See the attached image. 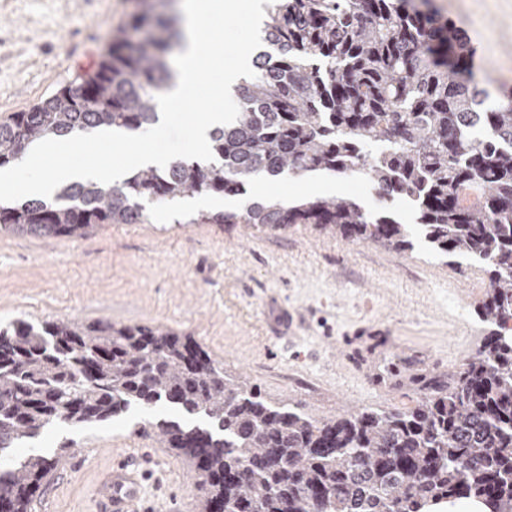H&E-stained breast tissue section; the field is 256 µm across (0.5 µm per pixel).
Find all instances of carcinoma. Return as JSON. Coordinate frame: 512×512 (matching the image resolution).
Segmentation results:
<instances>
[{
  "instance_id": "cac0c4a2",
  "label": "carcinoma",
  "mask_w": 512,
  "mask_h": 512,
  "mask_svg": "<svg viewBox=\"0 0 512 512\" xmlns=\"http://www.w3.org/2000/svg\"><path fill=\"white\" fill-rule=\"evenodd\" d=\"M173 17L135 13L104 57L0 123V169L25 148L97 128L147 130L175 79ZM147 28L130 41L128 30ZM237 120L212 134L217 160L148 166L119 184H73L48 203L0 205V231L82 238L148 224L147 204L241 197L261 175L366 180L378 205L339 195L248 200L234 211L171 210L174 224H315L349 241L414 247L389 204L416 214L429 248L484 265L476 354L402 408L318 420L224 375L190 336L148 325L46 320L0 328V496L30 512L71 452L10 457L51 426L109 422L133 407L190 464L195 512H425L477 498L512 512V99L490 101L473 48L428 0H272Z\"/></svg>"
}]
</instances>
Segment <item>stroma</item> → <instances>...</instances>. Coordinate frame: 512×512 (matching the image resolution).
<instances>
[{
  "label": "stroma",
  "instance_id": "obj_1",
  "mask_svg": "<svg viewBox=\"0 0 512 512\" xmlns=\"http://www.w3.org/2000/svg\"><path fill=\"white\" fill-rule=\"evenodd\" d=\"M431 3L469 38L491 96H512V0ZM141 5L0 0V121L89 69ZM165 214L79 240L0 232V327L58 318L171 329L268 402L324 420L411 405L420 378L447 382L488 333L476 314L482 266L423 241L397 251L312 224H173ZM170 416L52 428L16 453L73 442L43 481L47 512H99L101 481L127 457L165 512H194L201 492L188 463L152 431Z\"/></svg>",
  "mask_w": 512,
  "mask_h": 512
}]
</instances>
